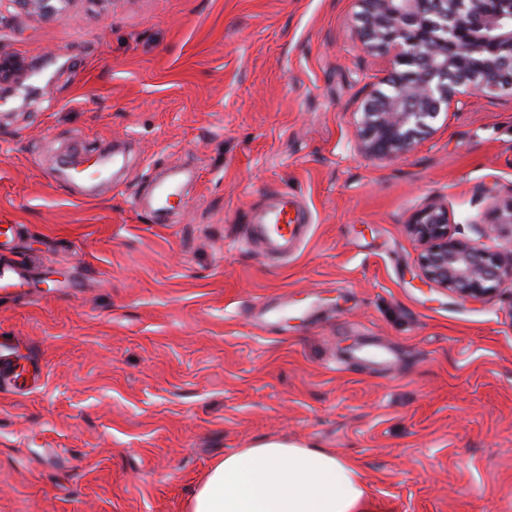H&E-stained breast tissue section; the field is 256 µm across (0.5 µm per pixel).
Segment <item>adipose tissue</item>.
Returning a JSON list of instances; mask_svg holds the SVG:
<instances>
[{
	"instance_id": "adipose-tissue-1",
	"label": "adipose tissue",
	"mask_w": 512,
	"mask_h": 512,
	"mask_svg": "<svg viewBox=\"0 0 512 512\" xmlns=\"http://www.w3.org/2000/svg\"><path fill=\"white\" fill-rule=\"evenodd\" d=\"M187 512H376L356 464L336 452L261 440L216 460Z\"/></svg>"
}]
</instances>
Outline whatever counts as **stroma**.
<instances>
[{
  "label": "stroma",
  "mask_w": 512,
  "mask_h": 512,
  "mask_svg": "<svg viewBox=\"0 0 512 512\" xmlns=\"http://www.w3.org/2000/svg\"><path fill=\"white\" fill-rule=\"evenodd\" d=\"M355 0H72L0 9V512H186L213 461L263 438L354 461L379 512H512V287L422 283L408 224L445 206L485 240L512 202V94H475L408 154L354 149ZM125 150L88 193L74 154ZM187 170L177 213L144 197ZM275 191L311 217L271 262L243 239ZM282 299L287 319L259 320ZM373 338L393 366L349 360ZM72 0H1L0 8L8 2L14 8L45 20L60 19ZM510 228L512 233V203L493 209L488 222L482 224V232L487 238L499 236L504 228Z\"/></svg>",
  "instance_id": "obj_1"
}]
</instances>
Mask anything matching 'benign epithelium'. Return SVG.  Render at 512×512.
I'll list each match as a JSON object with an SVG mask.
<instances>
[{
	"instance_id": "1",
	"label": "benign epithelium",
	"mask_w": 512,
	"mask_h": 512,
	"mask_svg": "<svg viewBox=\"0 0 512 512\" xmlns=\"http://www.w3.org/2000/svg\"><path fill=\"white\" fill-rule=\"evenodd\" d=\"M57 20L70 0H0ZM363 43L391 52L394 68L359 112V153L387 161L409 153L443 112H459L476 93L512 90V0H355ZM409 227L423 246L432 283L462 299L512 284V250L499 253L456 236L448 210L432 204ZM512 229V203L492 210L482 232Z\"/></svg>"
}]
</instances>
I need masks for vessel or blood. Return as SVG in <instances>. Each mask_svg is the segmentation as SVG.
<instances>
[{
	"instance_id": "obj_1",
	"label": "vessel or blood",
	"mask_w": 512,
	"mask_h": 512,
	"mask_svg": "<svg viewBox=\"0 0 512 512\" xmlns=\"http://www.w3.org/2000/svg\"><path fill=\"white\" fill-rule=\"evenodd\" d=\"M310 232L308 218L296 198L285 192L255 207L249 219L250 242L269 259L288 257L305 241ZM355 359L391 363L392 352L380 343L365 342L354 351Z\"/></svg>"
}]
</instances>
